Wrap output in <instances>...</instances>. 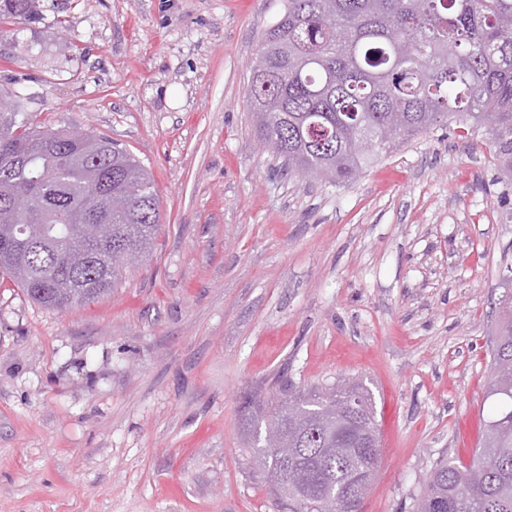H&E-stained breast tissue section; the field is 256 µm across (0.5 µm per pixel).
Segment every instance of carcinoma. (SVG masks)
<instances>
[{"label": "carcinoma", "mask_w": 512, "mask_h": 512, "mask_svg": "<svg viewBox=\"0 0 512 512\" xmlns=\"http://www.w3.org/2000/svg\"><path fill=\"white\" fill-rule=\"evenodd\" d=\"M35 0H0V20H24ZM248 103L263 147L287 171L353 181L398 139L462 117L512 176V0H287L251 67ZM65 180L58 213L40 184ZM151 174L126 149L93 134L35 125L28 98L0 111V274L32 301L67 310L103 298L129 265L109 247L147 259L159 230ZM485 421L468 466L436 462L414 512H512V289L499 302ZM358 415L336 419V384L277 383L245 402L247 447L288 512H360L377 472L374 398L344 380Z\"/></svg>", "instance_id": "obj_1"}]
</instances>
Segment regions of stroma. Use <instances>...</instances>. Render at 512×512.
<instances>
[{"mask_svg": "<svg viewBox=\"0 0 512 512\" xmlns=\"http://www.w3.org/2000/svg\"><path fill=\"white\" fill-rule=\"evenodd\" d=\"M285 0H37L0 101L106 136L152 175L150 259L58 312L0 277V512H278L242 403L357 378L381 459L361 512H412L469 464L488 398L512 181L458 125L360 178L286 174L247 103Z\"/></svg>", "mask_w": 512, "mask_h": 512, "instance_id": "35a3bbf8", "label": "stroma"}]
</instances>
